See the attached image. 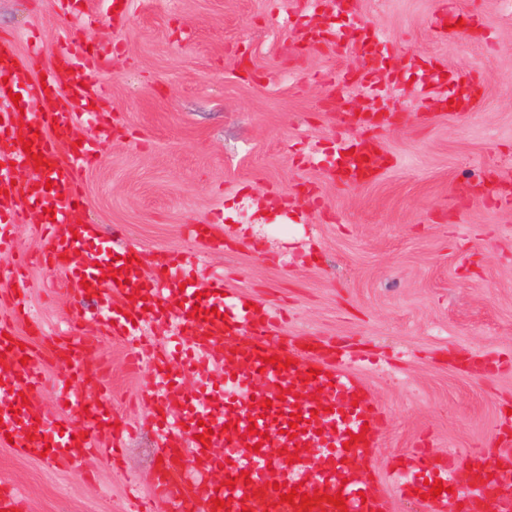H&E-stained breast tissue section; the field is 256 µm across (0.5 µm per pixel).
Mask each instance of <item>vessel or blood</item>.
I'll use <instances>...</instances> for the list:
<instances>
[{"label":"vessel or blood","mask_w":512,"mask_h":512,"mask_svg":"<svg viewBox=\"0 0 512 512\" xmlns=\"http://www.w3.org/2000/svg\"><path fill=\"white\" fill-rule=\"evenodd\" d=\"M101 62L99 50L70 39L59 63L44 79L32 78L18 64L12 37L0 35V143L8 151L0 156V252L11 250L16 225L25 223L31 208L54 210V219L39 226L40 262L66 270L76 299L92 295L99 299L106 320L105 336L132 343L141 339L143 313L158 319H175L178 333L153 349L154 383L150 392L160 410L163 429L158 450L161 459L153 483L156 500L179 502L183 512H250L263 502L266 512H294L281 502L279 485L308 492L314 499L309 512H391L383 481L368 479L377 455L384 417L374 406L362 382L351 373L340 351L323 345L298 351L274 342L276 317L268 308L247 306L245 299L226 294L220 276L193 272L191 259L181 254L151 259L137 249H117L111 239L96 236L81 207L75 184L96 159L93 143H76L73 126L77 116L105 93L88 80ZM429 67L437 77L448 78L455 88L454 104L467 113L480 100L475 75L467 70L447 69L432 59ZM23 103L41 104L38 113L21 114L11 108V93ZM31 150H23V141ZM375 141L337 139L329 173L351 186L374 182L385 170V156ZM45 164L36 167L34 155ZM33 172L32 182L12 184L15 173ZM94 249V260L71 265L76 250ZM104 264L108 279H101L96 264ZM152 275H145V264ZM121 297L113 307V297ZM0 326V444L13 443L25 456L43 458L46 464L67 461L81 468L84 455L93 452L117 454L122 430L109 399L87 405L73 388L77 376L105 383L101 364L90 362L85 344L58 336L54 339L56 361L62 362L57 385L58 404L67 405L80 426L65 425L51 418L37 391L41 358L31 348H20L18 339L6 338ZM290 360L277 370L270 356ZM182 373L217 367L222 375L201 381L194 399H187L170 365ZM271 407H264V400ZM301 413L297 436L285 440L296 451L292 463L271 457L260 449L266 433L288 429L292 413ZM210 429L208 443L196 444L189 458H181L184 436ZM364 441H357V434ZM499 467L486 469L478 454L441 459L428 451L413 458L414 472L405 476L401 467L389 468L393 485L402 494H425L429 484L449 483L458 467L470 468L471 478L452 484V492L436 499L426 496L427 512H512V495L498 493V486L512 479V418L504 417L498 429ZM342 494L346 505L337 507L330 498ZM226 500L214 508L213 499Z\"/></svg>","instance_id":"1"}]
</instances>
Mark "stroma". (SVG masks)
I'll return each instance as SVG.
<instances>
[{"label": "stroma", "instance_id": "obj_1", "mask_svg": "<svg viewBox=\"0 0 512 512\" xmlns=\"http://www.w3.org/2000/svg\"><path fill=\"white\" fill-rule=\"evenodd\" d=\"M98 21L83 27L55 14L49 0H0V32L17 38L31 74L55 64L70 37L111 49L91 73L106 89L110 128L76 122L80 140L98 144L80 193L89 223L118 247L169 257L193 248L197 269L220 273L230 293L274 310L281 336L342 344L361 357L353 371L385 415L377 471L406 464L429 447L437 455H497L492 436L512 406V0H459L475 16L463 39L438 37L431 22L442 0H353L344 40L333 50L303 43L306 0H83ZM380 37L384 68L405 54L399 89L380 98L399 114L375 129L392 164L369 185L329 180L325 150L361 129L333 102L370 101L336 72L364 63L355 24ZM472 70L482 97L459 116L420 94L425 59ZM287 198L288 211L259 221L261 202ZM186 224L209 225L224 246H190ZM24 289L44 335L31 334L5 298ZM103 311L74 303L64 271L31 264L23 278L0 254V321L39 351L55 378L49 335L81 324L95 340L93 360L109 369L107 388L82 385L86 400L109 392L133 431L119 460L92 457L85 474L48 465L0 445V483L18 487L24 512H137L128 495H149L160 442L148 401L152 366L130 370L132 348L99 335ZM492 356L488 377L461 361Z\"/></svg>", "mask_w": 512, "mask_h": 512}]
</instances>
